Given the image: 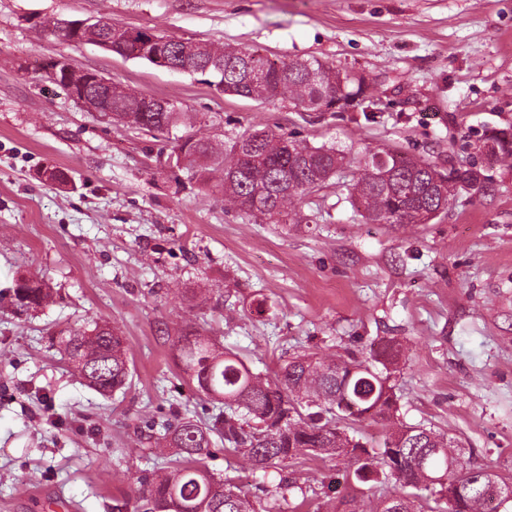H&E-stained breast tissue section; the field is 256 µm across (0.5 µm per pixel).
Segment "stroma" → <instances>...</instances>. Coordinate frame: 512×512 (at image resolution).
I'll return each instance as SVG.
<instances>
[{"label":"stroma","mask_w":512,"mask_h":512,"mask_svg":"<svg viewBox=\"0 0 512 512\" xmlns=\"http://www.w3.org/2000/svg\"><path fill=\"white\" fill-rule=\"evenodd\" d=\"M52 17L315 58L364 76L372 101L319 112L229 96L197 74L44 35L37 24ZM59 56L174 102L180 122L157 133L77 106L44 75ZM260 124L358 159L473 165L485 189L456 190L430 223L398 226L362 223L332 185L286 227L169 161L185 137L220 152ZM510 128L512 0H0V512H112L150 482L162 458L147 422L205 417L175 359L194 324L267 376L299 354L363 360L395 339L401 420L512 476V170L484 150ZM32 275L52 302L15 306L12 287ZM258 292L271 304L260 317L247 311ZM92 319L128 348L132 386L109 397L54 342ZM344 469L305 457L264 484L309 481L312 494L289 491L281 512H345L373 492L351 490Z\"/></svg>","instance_id":"1"}]
</instances>
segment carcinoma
I'll return each mask as SVG.
<instances>
[{
	"mask_svg": "<svg viewBox=\"0 0 512 512\" xmlns=\"http://www.w3.org/2000/svg\"><path fill=\"white\" fill-rule=\"evenodd\" d=\"M170 60L193 73L211 74L228 95L251 100L281 98L318 111L334 99L344 110L368 98L364 77L318 59L282 62L251 49L175 41ZM256 69L264 81L254 85L247 77ZM145 100L124 90L112 92L111 118L157 132L180 121L177 111H145ZM488 150L500 165L512 167V134L490 137ZM174 154L175 164L187 163L203 180L220 174L224 199L267 224L300 223L298 205L303 197L331 185L336 172L350 163L333 146H308L266 126L245 131L221 155L206 140L192 136L177 144ZM360 165L350 197L365 222L401 224L412 213L438 205L435 165L386 151L364 157ZM453 174L450 193L458 186L475 192L484 189L485 178L474 166ZM14 295L19 306L33 309L52 298L50 288L38 278L22 280ZM58 351L103 396L130 385L127 347L107 323L92 320L82 329L68 331L58 337ZM176 351L179 368L196 381L215 413L206 421L186 419L163 427L155 447L175 449V468L136 490L134 512H275L289 489L307 493L305 487L283 478L263 505L250 489L215 476L206 462L214 436L224 442L225 455L242 458L254 472L265 474L290 460L328 455L350 463L344 474L348 483L394 482L396 491L377 497L372 512H442V505L452 499V512H488L487 504L496 500L484 492L485 478L479 471L466 478L462 493L451 483L465 455L461 448L448 446L447 436L399 420L391 366L400 351L393 343L380 345L367 363L296 356L279 366L273 380L198 332L179 337ZM365 419L390 427L382 442L375 445L357 437L354 424ZM350 448L359 453L348 452ZM422 491L431 494L434 506L423 505Z\"/></svg>",
	"mask_w": 512,
	"mask_h": 512,
	"instance_id": "1",
	"label": "carcinoma"
}]
</instances>
